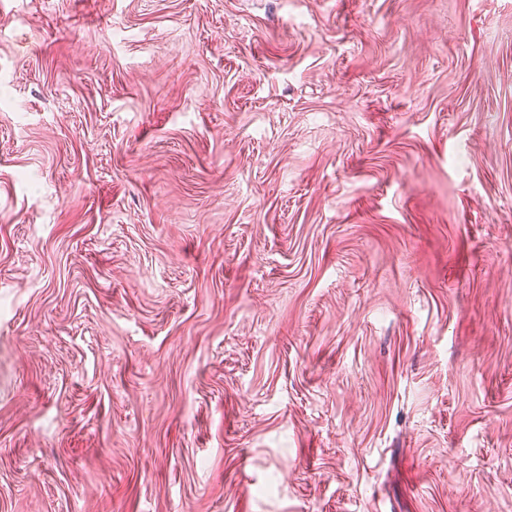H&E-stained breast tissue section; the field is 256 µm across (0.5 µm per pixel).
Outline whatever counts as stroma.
<instances>
[{
    "label": "stroma",
    "instance_id": "obj_1",
    "mask_svg": "<svg viewBox=\"0 0 512 512\" xmlns=\"http://www.w3.org/2000/svg\"><path fill=\"white\" fill-rule=\"evenodd\" d=\"M0 512H512V0H0Z\"/></svg>",
    "mask_w": 512,
    "mask_h": 512
}]
</instances>
